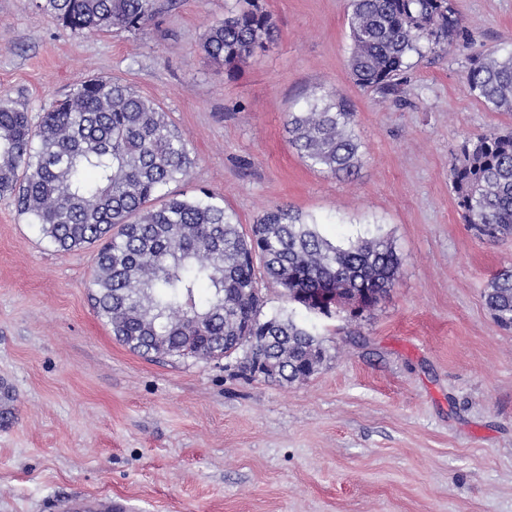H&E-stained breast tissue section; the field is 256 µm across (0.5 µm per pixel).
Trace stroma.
Masks as SVG:
<instances>
[{"mask_svg":"<svg viewBox=\"0 0 512 512\" xmlns=\"http://www.w3.org/2000/svg\"><path fill=\"white\" fill-rule=\"evenodd\" d=\"M277 37L234 78L201 38L234 0H159L141 29L74 34L33 0H0V98L39 117L104 77L154 100L189 144L177 184L243 230L282 205L331 239L380 229L394 288L355 324L296 311L328 349L308 382L243 375L239 356L148 360L94 314L90 249L62 254L0 196V512L109 493L128 512H512V330L484 302L512 236L476 238L449 183L463 137L512 127L466 90L469 52L512 43V0H454L469 52L414 58L381 96L347 68L349 0H260ZM339 92L364 157L309 169L288 113Z\"/></svg>","mask_w":512,"mask_h":512,"instance_id":"stroma-1","label":"stroma"}]
</instances>
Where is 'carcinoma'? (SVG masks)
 <instances>
[{
  "label": "carcinoma",
  "mask_w": 512,
  "mask_h": 512,
  "mask_svg": "<svg viewBox=\"0 0 512 512\" xmlns=\"http://www.w3.org/2000/svg\"><path fill=\"white\" fill-rule=\"evenodd\" d=\"M35 7L75 33L138 29L159 10L157 0H35ZM348 26L350 77L383 96L407 81L413 57L465 43L452 0H349ZM274 36L259 0H236L202 47L233 78ZM465 86L489 111L512 116V47L469 57ZM355 127L352 102L332 92L309 97L285 123L306 166L346 176L363 158ZM192 164L166 113L119 81L77 84L37 123L0 99V194L56 251L97 248L90 301L118 342L148 360H213L243 336V345L272 361V377L308 381L327 348L293 314H264L258 270L308 312L316 301L359 298L360 318L394 286L395 247L378 231L333 241L282 206L246 233L213 195L169 190ZM449 181L475 236H512V130L462 139ZM484 300L511 330L512 267L492 276Z\"/></svg>",
  "instance_id": "carcinoma-1"
}]
</instances>
